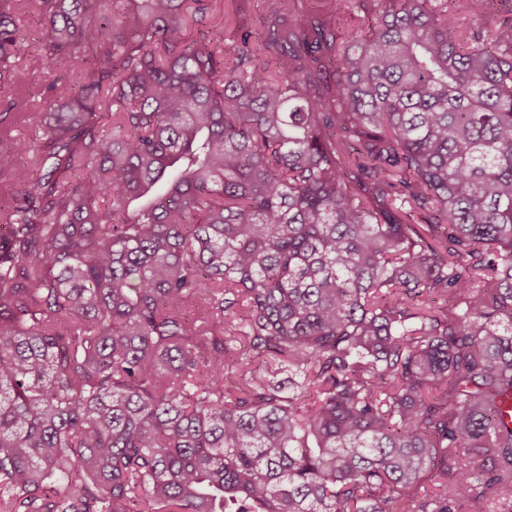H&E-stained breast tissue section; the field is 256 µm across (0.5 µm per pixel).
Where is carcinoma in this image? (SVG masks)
Masks as SVG:
<instances>
[{"mask_svg":"<svg viewBox=\"0 0 512 512\" xmlns=\"http://www.w3.org/2000/svg\"><path fill=\"white\" fill-rule=\"evenodd\" d=\"M27 2L0 512L512 502L505 0H0V84ZM25 41L21 51L20 64L17 68L19 75V88L27 92L33 100H41L39 95L43 84L52 81L53 71L43 62L36 59L32 53L36 39L37 16L36 13H29L24 18Z\"/></svg>","mask_w":512,"mask_h":512,"instance_id":"obj_1","label":"carcinoma"}]
</instances>
